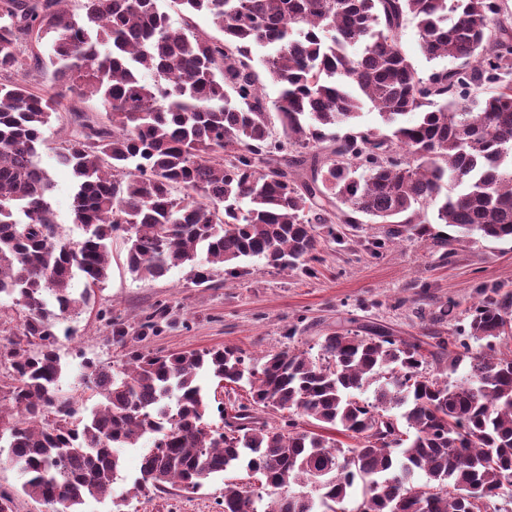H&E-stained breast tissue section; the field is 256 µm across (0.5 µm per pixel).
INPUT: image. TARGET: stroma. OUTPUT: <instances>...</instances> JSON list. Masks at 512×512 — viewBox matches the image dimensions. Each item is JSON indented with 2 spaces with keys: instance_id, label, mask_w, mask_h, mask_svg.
<instances>
[{
  "instance_id": "1",
  "label": "stroma",
  "mask_w": 512,
  "mask_h": 512,
  "mask_svg": "<svg viewBox=\"0 0 512 512\" xmlns=\"http://www.w3.org/2000/svg\"><path fill=\"white\" fill-rule=\"evenodd\" d=\"M72 129L71 115L58 113L45 136L43 163L56 184L52 206L62 239L76 241L71 203L74 178L55 159L60 139ZM343 243L322 241L317 277L280 272L259 259L244 261L236 278L216 273L215 285L198 288L190 266L172 269L157 280L133 276L124 263L125 244L110 246L109 277L96 291L97 307L111 309L123 328L114 335L99 321L95 309L68 316L57 327L59 352L65 365L59 382L62 397L92 407L96 398L85 383V360L103 366L120 364L127 351L178 353L231 346L248 357L279 351H306L318 355L326 334L357 321L389 331L400 338L452 337L467 326L469 309L484 288L512 292V241L474 237L442 257L431 236L411 237L392 249L374 252L381 239L379 224L343 226ZM456 307L443 323L432 321L438 304ZM165 307L167 317L157 336L138 339L145 316ZM256 486L246 471L227 479L206 481L194 493L150 491L131 501L127 512H220L225 481Z\"/></svg>"
}]
</instances>
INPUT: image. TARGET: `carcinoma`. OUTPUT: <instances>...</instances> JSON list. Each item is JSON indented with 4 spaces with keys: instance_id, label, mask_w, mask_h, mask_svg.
Wrapping results in <instances>:
<instances>
[{
    "instance_id": "1",
    "label": "carcinoma",
    "mask_w": 512,
    "mask_h": 512,
    "mask_svg": "<svg viewBox=\"0 0 512 512\" xmlns=\"http://www.w3.org/2000/svg\"><path fill=\"white\" fill-rule=\"evenodd\" d=\"M0 0V299L25 310L0 348V444L21 492L51 512L112 493L120 449L144 441L148 488L195 493L245 468L268 489L224 486V512H477L512 474V294L473 303L467 335L419 342L336 330L321 357L234 348L128 353L91 372L88 413L59 395L57 320L90 307L118 237L139 279L191 265L193 282L237 277L259 258L315 274L338 224H384L396 245L427 224L448 241L512 240V13L502 0H179L224 35L175 24L160 0ZM420 52L452 68L424 77L403 53L405 18ZM267 79L263 93L254 50ZM50 79L35 91L27 76ZM97 95L108 123L71 107L57 149L75 176L76 243L57 233L41 166L45 130L68 97ZM381 118L361 127L362 100ZM414 116L410 123L401 117ZM87 288L76 295L71 280ZM436 369H430V365ZM466 366L450 383L447 374ZM247 389L251 405L212 407L198 376ZM271 409L283 424L255 415ZM217 411L222 425L208 422ZM307 421L299 426L288 415ZM342 434L355 444L336 439ZM311 484L317 496L292 491Z\"/></svg>"
}]
</instances>
